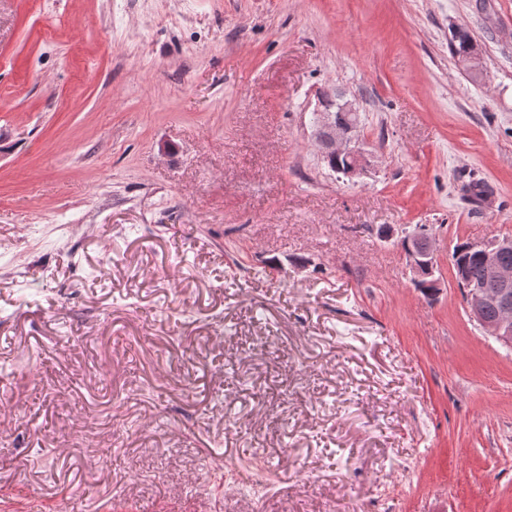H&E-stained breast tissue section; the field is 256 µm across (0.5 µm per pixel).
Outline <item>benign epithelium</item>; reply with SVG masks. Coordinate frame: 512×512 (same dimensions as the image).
Here are the masks:
<instances>
[{
    "label": "benign epithelium",
    "instance_id": "1",
    "mask_svg": "<svg viewBox=\"0 0 512 512\" xmlns=\"http://www.w3.org/2000/svg\"><path fill=\"white\" fill-rule=\"evenodd\" d=\"M343 93L334 92L321 98V109L315 123V138L324 154H347L353 157L352 164L344 176L353 179L363 170L364 158L356 146L354 133L357 123L347 121L357 116L351 104L342 101ZM407 242L415 246L417 254L429 259L435 257V239L422 227L402 230ZM483 258V280L485 286L471 291L467 307L470 317L488 336L499 344L512 348V239L498 238L479 244Z\"/></svg>",
    "mask_w": 512,
    "mask_h": 512
}]
</instances>
